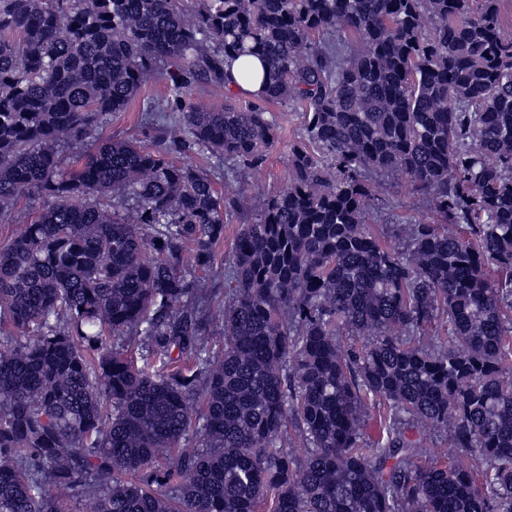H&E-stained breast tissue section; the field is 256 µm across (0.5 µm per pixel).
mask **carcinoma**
Returning <instances> with one entry per match:
<instances>
[{"mask_svg":"<svg viewBox=\"0 0 512 512\" xmlns=\"http://www.w3.org/2000/svg\"><path fill=\"white\" fill-rule=\"evenodd\" d=\"M498 3L0 0V215L45 203L0 247V512H512ZM242 55L264 63L252 100H183L229 89ZM158 78L154 144L101 137ZM278 105L303 117L286 188L219 193L190 158L261 168ZM394 172L434 216L401 247L370 223ZM416 431L465 453L420 452ZM228 222V227L224 232V241L219 243L215 249L214 273L218 280L222 279L225 272L224 260L230 254L233 247L234 235L238 227L237 225H239L237 215L229 216Z\"/></svg>","mask_w":512,"mask_h":512,"instance_id":"obj_1","label":"carcinoma"}]
</instances>
